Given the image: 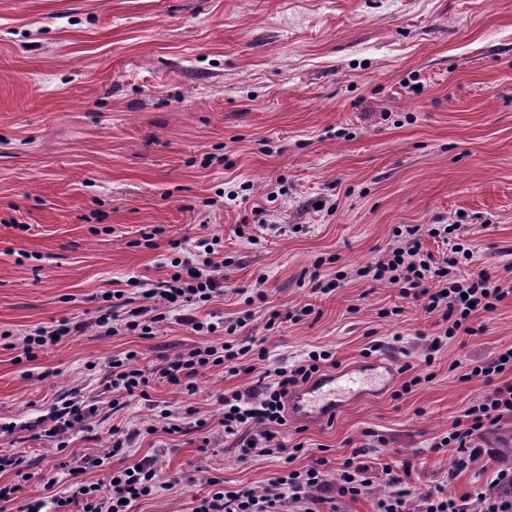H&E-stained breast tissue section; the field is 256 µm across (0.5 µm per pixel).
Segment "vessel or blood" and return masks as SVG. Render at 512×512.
Returning a JSON list of instances; mask_svg holds the SVG:
<instances>
[{
	"label": "vessel or blood",
	"mask_w": 512,
	"mask_h": 512,
	"mask_svg": "<svg viewBox=\"0 0 512 512\" xmlns=\"http://www.w3.org/2000/svg\"><path fill=\"white\" fill-rule=\"evenodd\" d=\"M393 374L391 362L381 358L358 369L323 375L290 396L289 415L303 423L328 420L342 403L385 389Z\"/></svg>",
	"instance_id": "vessel-or-blood-1"
}]
</instances>
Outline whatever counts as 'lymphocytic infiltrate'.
I'll return each mask as SVG.
<instances>
[{
  "label": "lymphocytic infiltrate",
  "mask_w": 512,
  "mask_h": 512,
  "mask_svg": "<svg viewBox=\"0 0 512 512\" xmlns=\"http://www.w3.org/2000/svg\"><path fill=\"white\" fill-rule=\"evenodd\" d=\"M393 237L385 254L358 269L357 274L393 286L402 298L418 302L426 314L434 316L436 330L428 338L425 363H433L436 353L448 343L476 335L474 319L495 312L512 298V279L473 269V244L452 240L446 225L403 224L394 229ZM427 237L445 239L446 249L438 253L425 249L423 240ZM225 265L223 238L203 235L179 249L177 257L169 262L165 278L156 284L136 282L131 293L122 289L103 291L101 298L107 307L93 321L64 318L21 334L7 330L0 333V339L31 360L44 347L77 335L89 325L102 336L134 333L152 337L156 325L164 322L168 313L177 311L182 325L203 335L204 340L166 360L159 374L168 383L194 394L199 390L196 377L201 369L225 365L235 372L257 373L251 386L225 390L224 413L218 422L200 417L194 428L200 431L217 425L225 441L238 449L240 462L255 456L277 457L286 468L260 491L228 490L223 479L210 477V491L199 498L193 512H288L293 504L302 512H319V505L326 503L328 495L357 499L371 486L377 471L387 476L391 488L378 500V512H468L466 497L453 492L451 481L433 486L413 482V475L424 469V462L404 458L370 463L365 444L352 448L336 466H329L327 459L320 457L305 468L291 469V462L304 451L305 442L299 438L290 444L280 437L287 423L288 393L323 369L336 367L335 353L314 349L292 365L256 371L255 364L265 359L266 350L254 337L236 339V332L246 328V321L205 322L187 312L188 307L206 305L223 295ZM469 374L483 377L486 389L478 400L461 410L448 435L435 445L439 451L451 448L459 470L485 455L483 440L489 427L512 418V346L502 349L500 356L472 366ZM150 379V372L139 364L137 352L112 357L107 386L117 394L112 401L113 412H120L134 398H147ZM90 411L84 402L72 401L63 408H51L26 423L25 428L32 440L59 442L81 425ZM102 463V458L87 457L69 468L67 481L55 477L46 480L44 489L57 512H131L133 503L154 495L163 485L155 458L145 457L112 470L107 492H100L96 484L83 481L82 474L87 466Z\"/></svg>",
  "instance_id": "lymphocytic-infiltrate-1"
}]
</instances>
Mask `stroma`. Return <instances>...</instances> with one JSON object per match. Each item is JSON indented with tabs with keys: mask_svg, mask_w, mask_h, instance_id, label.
I'll return each mask as SVG.
<instances>
[{
	"mask_svg": "<svg viewBox=\"0 0 512 512\" xmlns=\"http://www.w3.org/2000/svg\"><path fill=\"white\" fill-rule=\"evenodd\" d=\"M258 205L265 224L253 245L233 229ZM454 223L475 246L474 268L512 265V0H0V332L92 319L99 292L163 279L171 242L204 233L223 238L233 263L224 296L196 309L201 319L251 313L243 294L260 277L267 307L306 302L302 280L317 258L336 256L349 277L318 301L317 320L271 331L250 322L264 367L322 346L345 368L377 344L423 381L307 425L310 448L293 466L336 460L372 432L380 456L424 459L421 480L433 485L453 466L433 444L485 390L452 365L512 345V299L429 365L420 335L431 316L356 271L384 255L396 226ZM396 306L401 315L379 317ZM199 341L169 319L149 339L90 327L19 363L0 346V424L15 427L0 432V448L53 460L55 443L27 439L24 424L84 400L97 411L64 454L103 458L85 479L107 486L120 462L105 456L109 424L150 422L168 406L188 425L216 419L224 390L253 383L215 368L190 395L153 374L147 399L113 414V356L137 351L153 373ZM484 445L498 461L470 464L457 494L483 492L498 464L512 465V421L487 430ZM146 455L169 487L133 512H192L209 476L259 491L280 467L239 462L213 430L145 436L125 461Z\"/></svg>",
	"mask_w": 512,
	"mask_h": 512,
	"instance_id": "35a3bbf8",
	"label": "stroma"
}]
</instances>
